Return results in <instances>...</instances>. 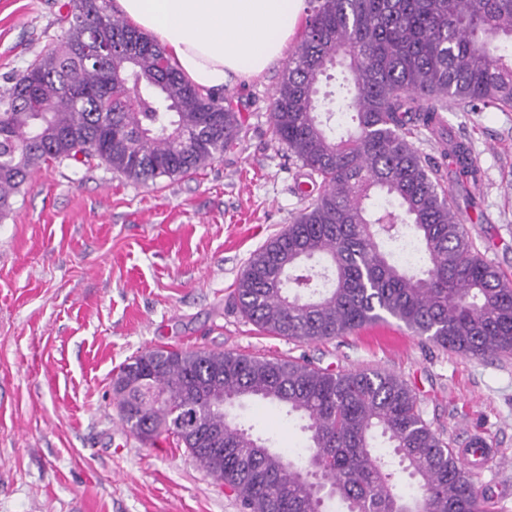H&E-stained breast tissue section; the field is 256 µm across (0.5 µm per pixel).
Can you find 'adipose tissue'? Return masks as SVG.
<instances>
[{"label": "adipose tissue", "mask_w": 512, "mask_h": 512, "mask_svg": "<svg viewBox=\"0 0 512 512\" xmlns=\"http://www.w3.org/2000/svg\"><path fill=\"white\" fill-rule=\"evenodd\" d=\"M193 86L208 92L263 74L293 36L303 0H117Z\"/></svg>", "instance_id": "obj_1"}]
</instances>
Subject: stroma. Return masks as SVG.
<instances>
[{"instance_id": "obj_1", "label": "stroma", "mask_w": 512, "mask_h": 512, "mask_svg": "<svg viewBox=\"0 0 512 512\" xmlns=\"http://www.w3.org/2000/svg\"><path fill=\"white\" fill-rule=\"evenodd\" d=\"M57 0H0V91L60 29ZM286 66L228 87L237 147L196 173L137 183L100 161L42 167L0 218V512H241L234 495L172 441L142 442L112 392L120 365L158 346L295 358L404 379L453 448L470 433L498 454L475 475L493 512H512V356L472 358L396 321L331 340L268 336L233 290L252 254L317 196L271 133ZM483 190L470 200L431 135L417 147L447 185L484 258L512 280V109L449 106ZM240 422L276 447L302 446L300 419L246 403Z\"/></svg>"}]
</instances>
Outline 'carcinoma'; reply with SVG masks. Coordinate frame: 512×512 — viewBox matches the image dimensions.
Masks as SVG:
<instances>
[{
  "mask_svg": "<svg viewBox=\"0 0 512 512\" xmlns=\"http://www.w3.org/2000/svg\"><path fill=\"white\" fill-rule=\"evenodd\" d=\"M272 102V134L322 191L257 250L234 301L259 331L302 342L392 317L474 358L512 352V283L475 248L448 188L415 146L453 102L512 109V0H314ZM62 35L0 93V218L33 171L97 159L137 182L194 173L239 144L231 100L203 94L111 0L59 6ZM120 44L97 64L91 39ZM345 73L318 98L320 77ZM460 183L479 168L441 141ZM383 196L399 211L376 205ZM319 257L320 269L305 261ZM119 417L145 443L183 447L242 512H488L473 473L398 375L334 372L230 351L147 349L120 366ZM224 397V410L209 405ZM246 401L307 420V458L241 428ZM220 433L207 450L186 417ZM412 480L397 490L400 474Z\"/></svg>",
  "mask_w": 512,
  "mask_h": 512,
  "instance_id": "obj_1",
  "label": "carcinoma"
}]
</instances>
